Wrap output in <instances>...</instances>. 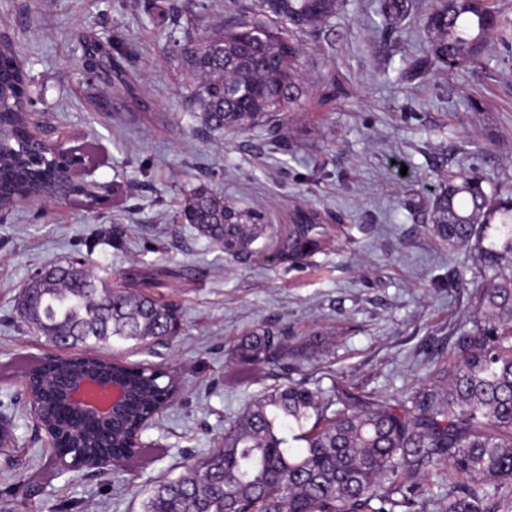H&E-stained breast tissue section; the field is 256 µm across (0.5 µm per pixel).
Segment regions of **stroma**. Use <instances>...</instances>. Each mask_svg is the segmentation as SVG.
I'll use <instances>...</instances> for the list:
<instances>
[{"mask_svg":"<svg viewBox=\"0 0 512 512\" xmlns=\"http://www.w3.org/2000/svg\"><path fill=\"white\" fill-rule=\"evenodd\" d=\"M382 4L345 0L330 28L305 39L300 109L280 130L232 137L205 130L187 105L180 54L160 35L175 28L163 0H0V34L32 81L37 134L67 148L93 143L90 178L115 189L92 211L48 199L0 211V418L12 446L0 458V502L20 512H140L145 489L222 446L225 425L268 384L274 366L242 374L230 362L237 339L258 326L325 336L326 350L293 374L323 391L354 384L399 398L453 363L446 347L482 281L430 232L432 202L461 169L485 189L512 190V62L496 44L479 65L406 75L428 38V0L396 21ZM90 40L127 54L128 90L112 93L108 71L83 65ZM201 185L263 210L272 229L294 205L319 208L321 251L289 266L262 237L256 255L226 256L179 217ZM70 262L115 288L148 273L149 295L182 309L173 340L103 351L169 367L180 384L142 434L145 455L116 470L64 469L28 414L24 365L61 350L22 322L17 298L45 266Z\"/></svg>","mask_w":512,"mask_h":512,"instance_id":"35a3bbf8","label":"stroma"}]
</instances>
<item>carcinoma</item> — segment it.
I'll return each mask as SVG.
<instances>
[{
    "mask_svg": "<svg viewBox=\"0 0 512 512\" xmlns=\"http://www.w3.org/2000/svg\"><path fill=\"white\" fill-rule=\"evenodd\" d=\"M344 0H227L219 27L191 14L180 52L182 87L211 132L241 133L280 121L301 106L300 59L304 37L329 26ZM428 44L411 63L451 71L481 61L493 39L512 37V17L488 0H431ZM14 45L0 43V197H45L57 175L47 147L27 134L32 99L29 76L14 66ZM113 63L119 92L129 86L126 67L101 43L87 48L85 65ZM433 235L455 251L475 249L484 287L472 315L458 328L451 368L402 399L336 386L330 393L303 382L276 383L256 396L224 429V445L158 481L142 512H486L493 498L512 512V196L489 192L468 172L448 176L433 199ZM181 214L224 253L240 257L266 230V213L241 211L195 188ZM322 215L296 208L275 236L276 255L295 263L323 244ZM21 318L53 345L81 346L86 359L58 357L24 370L41 421L76 442L90 463L118 462L141 453L129 435L148 426L170 399L168 371L94 355L112 340L147 344L176 336L179 310L139 289L112 288L73 264L54 265L28 283ZM314 335L291 342L268 328L244 334L233 346L237 367L250 369L315 350ZM88 371L119 377L133 391L126 411L109 425L82 420L57 397L74 376ZM302 448L287 446L282 430ZM460 480L451 494L435 491L446 476Z\"/></svg>",
    "mask_w": 512,
    "mask_h": 512,
    "instance_id": "1",
    "label": "carcinoma"
}]
</instances>
